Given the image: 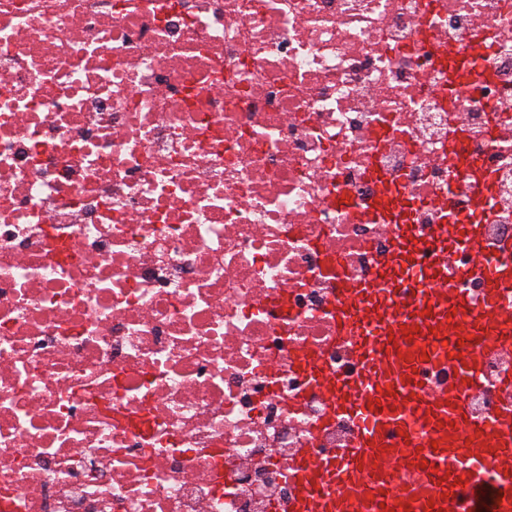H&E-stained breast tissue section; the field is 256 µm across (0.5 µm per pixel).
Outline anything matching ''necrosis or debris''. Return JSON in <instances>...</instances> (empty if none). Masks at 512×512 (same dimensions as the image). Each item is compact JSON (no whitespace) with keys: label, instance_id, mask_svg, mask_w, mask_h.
<instances>
[{"label":"necrosis or debris","instance_id":"1","mask_svg":"<svg viewBox=\"0 0 512 512\" xmlns=\"http://www.w3.org/2000/svg\"><path fill=\"white\" fill-rule=\"evenodd\" d=\"M378 169L512 240V0H0V512L285 506L352 432L297 356L352 368Z\"/></svg>","mask_w":512,"mask_h":512}]
</instances>
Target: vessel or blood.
<instances>
[{
    "instance_id": "obj_1",
    "label": "vessel or blood",
    "mask_w": 512,
    "mask_h": 512,
    "mask_svg": "<svg viewBox=\"0 0 512 512\" xmlns=\"http://www.w3.org/2000/svg\"><path fill=\"white\" fill-rule=\"evenodd\" d=\"M395 247L384 274L373 282L344 281L333 297L336 332L359 365L354 379L319 370L313 349L299 359L315 369L332 417L354 424L349 442L331 456L295 449L289 473L297 495L288 512H457L449 488L468 493V512H512V373L500 381L505 405L485 418L471 416L466 398L480 390L489 356L512 355V241L498 250L505 262L480 266L483 313L455 289L463 273L452 247L480 250L484 227L447 223L442 244L425 271L430 281L418 306L399 310L404 276L414 274L417 237L412 225L394 230ZM448 361V382L426 385L424 361ZM494 479H485L487 463ZM407 469L403 491L393 475Z\"/></svg>"
}]
</instances>
